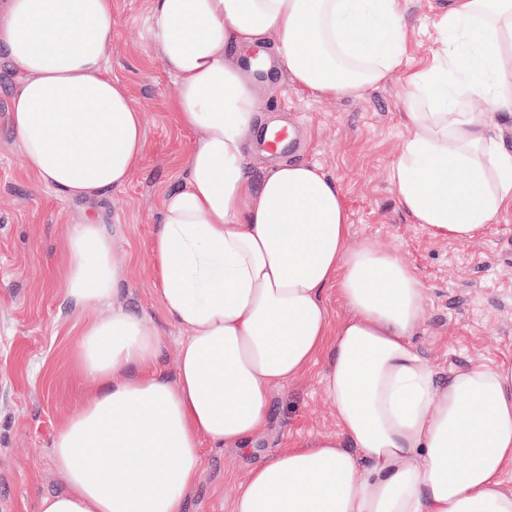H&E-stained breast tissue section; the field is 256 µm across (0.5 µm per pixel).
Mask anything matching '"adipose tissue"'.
Returning a JSON list of instances; mask_svg holds the SVG:
<instances>
[{"label":"adipose tissue","mask_w":512,"mask_h":512,"mask_svg":"<svg viewBox=\"0 0 512 512\" xmlns=\"http://www.w3.org/2000/svg\"><path fill=\"white\" fill-rule=\"evenodd\" d=\"M151 44L178 81L175 123L202 131L186 185L164 194L150 263L159 303L186 331L174 380L146 316L115 305L122 268L93 220L66 236L74 365L94 391L53 438L68 492L38 512H183L203 445L243 448L268 394L324 359L338 430L253 467L232 512H512V364L439 380L412 342L426 290L398 254L347 245L340 187L282 162L251 186L254 81L234 52L276 34L292 82L358 97L402 71L410 136L390 170L399 204L433 236L469 240L512 211V153L493 133L512 109V0H453L445 49L404 68L399 0H150ZM112 0H6L0 47L20 80L9 125L28 170L65 198L124 186L146 150L144 116L106 68ZM483 112L448 103L459 91ZM335 289L347 314L331 323Z\"/></svg>","instance_id":"adipose-tissue-1"}]
</instances>
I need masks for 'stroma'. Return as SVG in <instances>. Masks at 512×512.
<instances>
[{
    "label": "stroma",
    "instance_id": "35a3bbf8",
    "mask_svg": "<svg viewBox=\"0 0 512 512\" xmlns=\"http://www.w3.org/2000/svg\"><path fill=\"white\" fill-rule=\"evenodd\" d=\"M449 0H401L410 32L409 60L424 66L443 36L436 26ZM149 0H112L108 68L124 82L145 118L147 150L130 180L94 200L56 195L31 174L7 124L18 75L0 49V512H37L39 499L68 484L53 462L59 426L82 406L86 387L72 368L83 322L112 307L73 310L61 277L69 225L94 219L112 237L124 277L116 298L146 315L166 338L158 368L174 378L184 329L162 310L154 291L149 243L159 202L183 188V161L200 132L178 127L168 104L176 78L149 42ZM258 127L298 113L303 129L290 162L320 167L342 189L349 247L370 241L397 252L415 268L427 294V315L413 341L440 374L476 364L512 361V212L479 237L431 236L401 209L390 167L410 133L401 73L361 97H329L298 89L282 64L256 80ZM321 366L269 394L268 430L246 450H201V478L185 512H231L236 486L267 457L336 430L323 399Z\"/></svg>",
    "mask_w": 512,
    "mask_h": 512
}]
</instances>
